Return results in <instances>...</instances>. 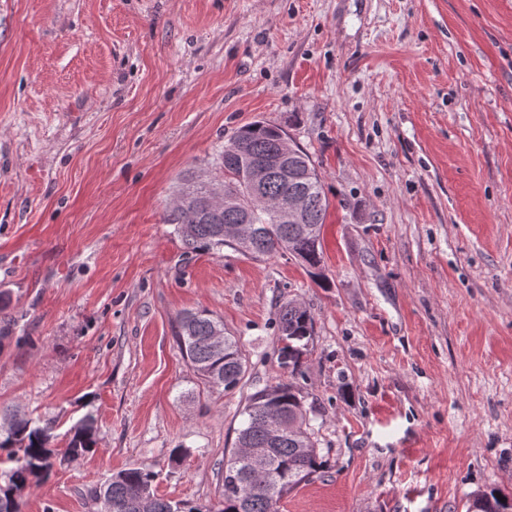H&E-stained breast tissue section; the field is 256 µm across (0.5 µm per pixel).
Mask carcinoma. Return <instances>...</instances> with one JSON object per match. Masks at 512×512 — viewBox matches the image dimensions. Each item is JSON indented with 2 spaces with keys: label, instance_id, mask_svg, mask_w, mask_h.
<instances>
[{
  "label": "carcinoma",
  "instance_id": "1",
  "mask_svg": "<svg viewBox=\"0 0 512 512\" xmlns=\"http://www.w3.org/2000/svg\"><path fill=\"white\" fill-rule=\"evenodd\" d=\"M286 132L270 123L253 122L239 128L224 145L215 180L224 184L230 197L229 206L210 212L205 209L203 187L189 181L182 188L183 205L173 208L165 217L175 226L190 253L221 251L226 247L239 250V245L224 238V226L248 220L259 227V238L248 249L253 257H272L289 254L300 262L308 276L322 287L329 285L324 272L322 228L330 206L323 182L307 153L294 148L286 164L291 178L283 180L269 176L263 190L272 202L280 201L290 192L307 193L310 206L303 224H279L267 211L250 212L244 207L247 175L242 165L254 159L273 154ZM314 318L300 304L290 301L281 305L278 330L280 340L288 346L278 349V357H288V371H300L302 358L311 336ZM224 331V324L206 310L187 311L180 317L176 341L189 367L205 383L218 378L224 390H234L243 384L247 361L238 341L224 337V346L217 347L212 337ZM271 414H284L290 428L270 435L265 418ZM241 426L237 429L234 448L224 462L219 489L218 507L214 512H278L284 496L298 486L312 480L322 472L323 459L317 448L318 439L307 416L300 391L296 385L281 381L266 386L248 397ZM55 423L34 419L19 409L3 411L0 423V464L10 468L6 480L0 484V512H22V493L32 483L45 477L54 465L55 449L50 447ZM63 455L74 459L97 450L98 427L93 414L87 413L66 432ZM241 448H264L271 456L268 469L251 472L239 460ZM158 473L147 466L126 468L112 475L108 482L92 491L95 501L102 504L101 512H139L140 503L150 502L151 512H201L189 501H172L158 496L154 485ZM247 483L244 498L237 497L232 486ZM498 491L477 495L468 505L467 512H512V496Z\"/></svg>",
  "mask_w": 512,
  "mask_h": 512
}]
</instances>
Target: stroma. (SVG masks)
Returning a JSON list of instances; mask_svg holds the SVG:
<instances>
[{
	"instance_id": "obj_1",
	"label": "stroma",
	"mask_w": 512,
	"mask_h": 512,
	"mask_svg": "<svg viewBox=\"0 0 512 512\" xmlns=\"http://www.w3.org/2000/svg\"><path fill=\"white\" fill-rule=\"evenodd\" d=\"M256 120L325 184L329 287L164 221ZM0 291V407L53 420L55 448L98 426L23 512H100L138 465L210 512L248 396L288 378L325 468L279 512L512 495V0H0ZM290 299L314 317L295 377ZM191 309L239 340L245 386L187 366ZM65 436V457L74 459L95 452L98 445V427L94 415L85 414L68 429Z\"/></svg>"
}]
</instances>
